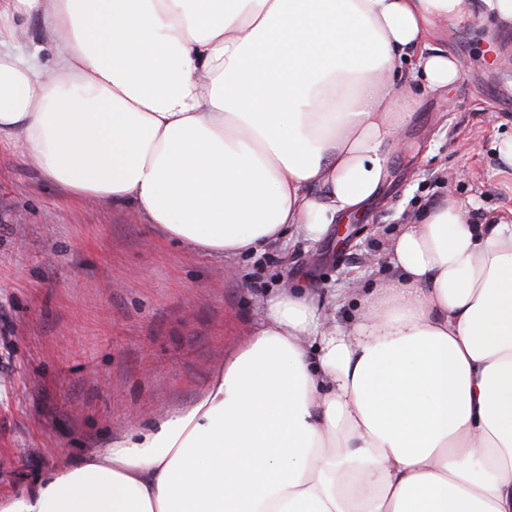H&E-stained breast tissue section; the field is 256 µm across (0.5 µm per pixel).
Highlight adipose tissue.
<instances>
[{"label":"adipose tissue","mask_w":512,"mask_h":512,"mask_svg":"<svg viewBox=\"0 0 512 512\" xmlns=\"http://www.w3.org/2000/svg\"><path fill=\"white\" fill-rule=\"evenodd\" d=\"M468 0H0V140L191 251L323 239L387 177ZM54 47L21 54L20 16ZM352 321L294 287L191 404L0 512H512V219L403 225Z\"/></svg>","instance_id":"adipose-tissue-1"}]
</instances>
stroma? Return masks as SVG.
I'll use <instances>...</instances> for the list:
<instances>
[{"label": "stroma", "instance_id": "35a3bbf8", "mask_svg": "<svg viewBox=\"0 0 512 512\" xmlns=\"http://www.w3.org/2000/svg\"><path fill=\"white\" fill-rule=\"evenodd\" d=\"M480 14L449 22L463 64L423 96L375 198L316 242L289 234L218 257L165 238L131 208L76 201L0 149V499L106 447L147 417L190 404L283 285L335 297L337 321L393 281L387 241L454 197L479 221L512 215V42Z\"/></svg>", "mask_w": 512, "mask_h": 512}]
</instances>
